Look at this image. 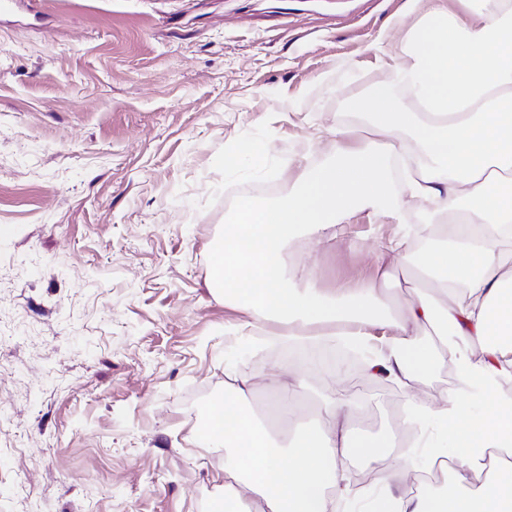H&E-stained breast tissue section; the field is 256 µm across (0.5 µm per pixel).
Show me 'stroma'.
I'll use <instances>...</instances> for the list:
<instances>
[{"label": "stroma", "instance_id": "35a3bbf8", "mask_svg": "<svg viewBox=\"0 0 512 512\" xmlns=\"http://www.w3.org/2000/svg\"><path fill=\"white\" fill-rule=\"evenodd\" d=\"M414 0H16L0 13V512H209L224 452L194 429L227 371L286 358L224 332L210 286L239 197L274 199L357 126L344 98L389 78L379 49ZM271 146L259 175L225 166ZM357 247L297 240L323 287L368 276ZM354 432L384 438L405 395L364 378Z\"/></svg>", "mask_w": 512, "mask_h": 512}]
</instances>
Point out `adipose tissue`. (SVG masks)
<instances>
[{
	"label": "adipose tissue",
	"mask_w": 512,
	"mask_h": 512,
	"mask_svg": "<svg viewBox=\"0 0 512 512\" xmlns=\"http://www.w3.org/2000/svg\"><path fill=\"white\" fill-rule=\"evenodd\" d=\"M418 26L387 57L389 81L371 96H349L362 127L335 133V161L308 166L288 194L270 203L243 198L212 255V287L239 319L230 334L251 338L264 324L288 345L336 344L362 353L371 378L406 386L451 362L455 385L426 399L407 394L396 439L354 436L360 409L341 373L270 376L284 420L298 391L322 413L286 447L249 404L252 383L233 377L204 421L206 442L224 451L222 512H512V0H425ZM424 203L421 252L407 245L403 214ZM360 213L396 224L375 241L371 280L320 288L313 270L294 285L285 256L297 238L335 242ZM419 287L391 296L398 273ZM439 344L418 340L423 330ZM359 462L375 487L353 489L347 463Z\"/></svg>",
	"instance_id": "adipose-tissue-1"
}]
</instances>
